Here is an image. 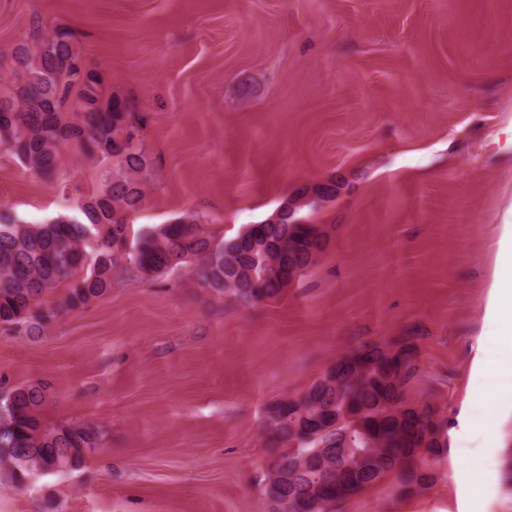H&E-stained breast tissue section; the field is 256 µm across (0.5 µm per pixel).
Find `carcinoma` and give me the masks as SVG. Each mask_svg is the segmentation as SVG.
I'll list each match as a JSON object with an SVG mask.
<instances>
[{
    "mask_svg": "<svg viewBox=\"0 0 512 512\" xmlns=\"http://www.w3.org/2000/svg\"><path fill=\"white\" fill-rule=\"evenodd\" d=\"M0 70L11 85L0 94V149L14 154L36 176L50 180L63 149L71 145L91 159H112L101 190L81 216L21 224L0 213V324L41 333L61 317L87 307L112 289L120 270L143 278L192 265L197 281L218 296L243 304L279 299L308 266V245L318 225L299 206L293 224H250L216 241L192 216L141 233L134 251L123 253L127 215L139 209L152 171L143 134L145 114L127 96L83 63L75 33L59 27L48 36L0 52ZM65 286L52 304L43 297ZM345 369L318 377L304 392L273 405L263 422L272 449L260 483L272 512H313L311 496L288 499L277 492L289 476L301 484L316 472L315 496L336 506L348 475L354 494L393 475L398 495L418 496L438 479L435 464L448 451L441 410L407 402L406 388L419 368L418 337L400 336L346 351ZM48 392L41 384L19 387L0 398V462L22 482L58 461L80 467L104 434L91 422L49 426L41 418ZM337 444L339 451L325 449Z\"/></svg>",
    "mask_w": 512,
    "mask_h": 512,
    "instance_id": "carcinoma-1",
    "label": "carcinoma"
}]
</instances>
